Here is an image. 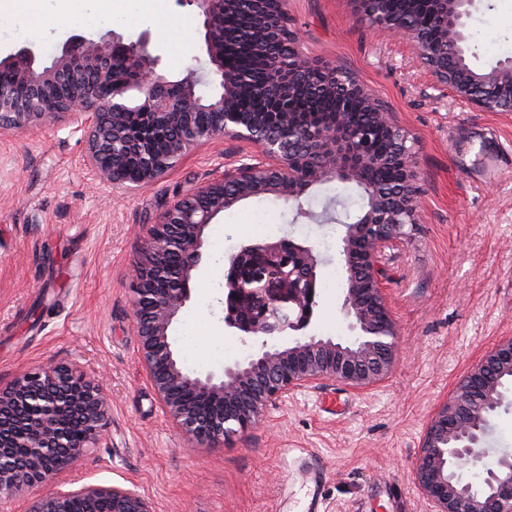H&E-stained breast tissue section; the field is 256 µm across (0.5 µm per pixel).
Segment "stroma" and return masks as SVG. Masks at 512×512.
Returning <instances> with one entry per match:
<instances>
[{"instance_id": "stroma-1", "label": "stroma", "mask_w": 512, "mask_h": 512, "mask_svg": "<svg viewBox=\"0 0 512 512\" xmlns=\"http://www.w3.org/2000/svg\"><path fill=\"white\" fill-rule=\"evenodd\" d=\"M119 24L82 0H39L0 31V58L29 45L41 60L74 34L150 32L171 80L204 61L200 19L181 0ZM292 27L313 59L354 72L415 140L422 220L387 250L385 293L398 333L389 377L366 390L323 380L269 410L248 434L193 448L163 412L138 359L129 269L146 228L176 195L232 168L240 143L191 152L167 177L129 192L83 166L67 128L0 131V382L47 360L98 378L110 396L107 441L56 486L118 485L154 512H427L412 468L427 424L471 365L512 336V112H486L437 87L409 42L375 31L350 0H290ZM189 31L171 52L172 29ZM466 53L484 70L512 57V0H474ZM357 210L353 185L314 186L299 206L253 197L205 231L192 297L171 330L184 365L221 373L247 345L224 328V261L249 240L293 239L323 258L312 330L349 334L340 310L344 229L311 220L325 205Z\"/></svg>"}]
</instances>
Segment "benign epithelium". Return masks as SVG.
I'll return each instance as SVG.
<instances>
[{"label": "benign epithelium", "mask_w": 512, "mask_h": 512, "mask_svg": "<svg viewBox=\"0 0 512 512\" xmlns=\"http://www.w3.org/2000/svg\"><path fill=\"white\" fill-rule=\"evenodd\" d=\"M196 8L208 66L178 81L160 68L161 56L142 33L125 41L112 29L98 36L74 34L48 63L23 46L0 58L18 93L0 88V129L34 132L64 126L85 141V166L115 188L136 190L165 178L201 145L230 138L257 149L246 161L176 196L149 225L130 274L132 323L147 379L164 413L196 448L248 433L295 392L321 380L368 389L387 378L398 348L387 309L381 258L411 238L420 221L416 153L386 102L354 74L313 60L289 26V0H256L249 18L257 54L255 77L243 74L230 51L224 18L238 0H183ZM382 0H353L355 15L377 29L406 38L441 87L488 112H512V59L479 73L466 62L465 19L471 0H430L435 21L404 29L375 8ZM288 41L283 57L265 51ZM453 43L457 60L440 61L437 47ZM260 95L262 106L241 101ZM351 100L367 122L343 108L322 114L316 127L301 126L291 102ZM202 112L212 122L198 119ZM391 148L369 150L373 133ZM368 169L393 177L383 188L364 179ZM336 180L363 188L366 206L341 239L345 270L341 312L347 339L311 331L317 306L320 258L314 246L292 239L248 241L224 263V327L250 347L224 365L222 375L186 371L169 331L191 298L205 230L213 218L244 199L274 196L296 202L314 185ZM183 262L171 275L163 256ZM512 336L503 338L458 383L428 424L412 479L430 512H512V455L486 464L491 419L512 385ZM109 395L95 377L53 360L0 385V512L24 492H36L26 512H153L138 491L88 485L61 492L56 476L71 468L104 436ZM467 468L478 477H463Z\"/></svg>", "instance_id": "7a95c632"}]
</instances>
